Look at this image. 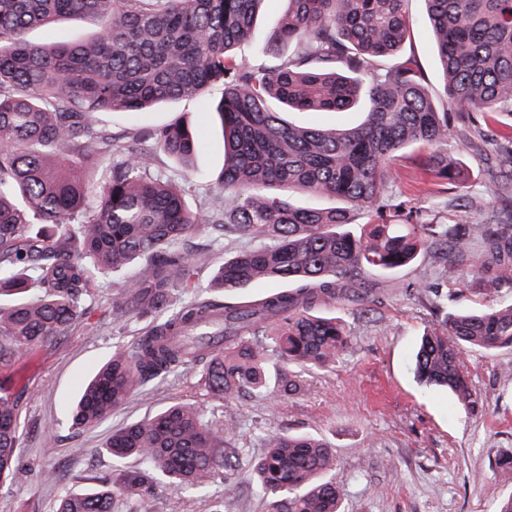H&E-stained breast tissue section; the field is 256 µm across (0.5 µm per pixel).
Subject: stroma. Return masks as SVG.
<instances>
[{"mask_svg": "<svg viewBox=\"0 0 512 512\" xmlns=\"http://www.w3.org/2000/svg\"><path fill=\"white\" fill-rule=\"evenodd\" d=\"M407 10L413 39L403 52L416 57L433 90L441 91L442 73L423 0H409ZM221 95V87L214 86L132 117L102 112L97 121L116 133L178 118L203 122L204 143L187 196L189 208L202 211L218 190L224 160L219 119L204 110ZM447 152L468 171L464 186H425L403 176L393 183V193L443 224L465 218L486 221L512 200L505 193L486 199L481 211L470 210L469 197L492 177L487 159L494 147L454 133ZM242 245L239 239L216 238L205 226L192 234L184 246L197 260L195 285L177 289L173 306L212 296L215 272ZM480 264L479 251H471L460 281L448 284V308L512 303L509 285L490 295L478 292ZM432 268L430 256L421 254L414 265L380 275L386 293L379 300L337 307L349 332L348 346L336 363L304 372L297 395L219 399L207 391L201 369L194 365L141 388L97 426L80 428L72 423L70 400L114 349L133 344L147 327L141 319L113 320L110 310L123 276L99 275L84 314L65 333L0 366V388L17 400L22 430L16 460L22 476L0 483V512H55L65 493L103 488L120 471L141 468L138 458L108 455L107 438L112 430L176 402L197 404L231 423L225 441L238 453L233 475L237 491L225 497L219 476L199 492L161 481L152 489L146 512H277L274 499L252 477L272 432L312 433L330 445L336 460L332 476L342 489L344 512H493L499 500L512 494V485L495 468L499 456L512 454V351L470 350L462 356V368L483 406L478 415L457 407L447 392L416 381L410 366L413 348L423 330L440 320L430 293L420 288L430 281Z\"/></svg>", "mask_w": 512, "mask_h": 512, "instance_id": "stroma-1", "label": "stroma"}]
</instances>
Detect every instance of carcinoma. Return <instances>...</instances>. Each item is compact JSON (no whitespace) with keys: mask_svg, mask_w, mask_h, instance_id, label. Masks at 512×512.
<instances>
[{"mask_svg":"<svg viewBox=\"0 0 512 512\" xmlns=\"http://www.w3.org/2000/svg\"><path fill=\"white\" fill-rule=\"evenodd\" d=\"M267 0H0V363L64 333L86 309L98 276L150 254L113 300L117 319L144 317L137 342L112 354L72 407V422L92 426L155 378L206 360L209 392L238 400L274 388L298 389L297 376L270 374L284 365L322 367L344 351L338 305H362L365 279L411 266L431 248L443 279L455 281L473 247L481 281L512 285V208L489 221L439 224L398 200L389 188L415 146L411 165L433 185L468 176L442 145L451 120L476 121L480 139L498 146V174L484 192L512 189V0H425L446 104L435 100L410 59L379 68L409 37L406 0H287L263 45L280 63L255 67L234 55L249 38ZM93 16L90 41L34 45V27L59 18ZM293 48L288 56L285 51ZM224 93L210 108L220 119L224 167L206 212L186 195L201 140L183 119L135 132L126 145L99 127L96 114H136L199 94ZM366 104L350 128H310L284 114L345 112ZM162 154L186 172L172 184L153 169ZM119 156L96 182L86 169ZM302 191L335 201L297 206ZM368 220L359 222L361 215ZM210 224L251 241L217 270L221 298L171 308L172 291L193 284L195 262L176 248ZM281 287L261 296L240 291L257 281ZM443 329L423 334L412 357L416 381L448 389L472 413L479 401L460 364L469 349L512 350V304L447 311ZM186 336H222L224 350L204 357ZM197 406L173 404L112 433L105 451L138 456L139 471L120 472L104 490L65 494L56 512H114L120 497L146 508L144 493L165 477L199 488L232 467L224 433ZM21 425L17 401L0 394V481L16 467ZM253 468L283 512H341V491L327 477L331 448L307 434L271 433Z\"/></svg>","mask_w":512,"mask_h":512,"instance_id":"1","label":"carcinoma"}]
</instances>
